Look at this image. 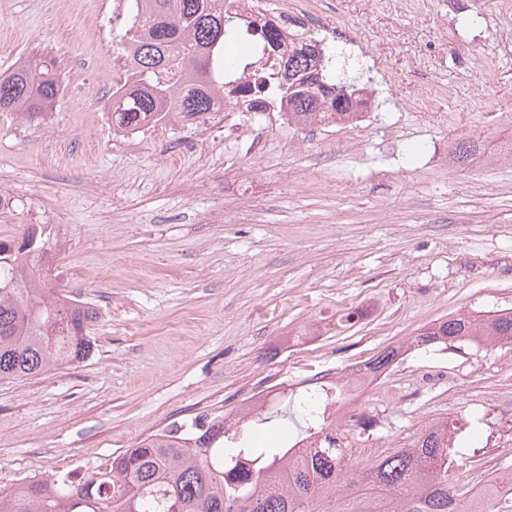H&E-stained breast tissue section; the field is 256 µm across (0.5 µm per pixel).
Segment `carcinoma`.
Wrapping results in <instances>:
<instances>
[{
    "instance_id": "1",
    "label": "carcinoma",
    "mask_w": 512,
    "mask_h": 512,
    "mask_svg": "<svg viewBox=\"0 0 512 512\" xmlns=\"http://www.w3.org/2000/svg\"><path fill=\"white\" fill-rule=\"evenodd\" d=\"M122 49L124 80L112 89L118 131L160 124L172 113L203 116L224 108V85L247 79L256 110L276 108L288 124L346 121L360 89L336 77V50L305 35L256 23L240 0H130ZM289 41L284 63L273 47ZM55 58L43 56L0 77V110L34 120L55 104L60 79ZM480 145L462 140L463 162ZM49 241L29 249L0 239V378H22L73 365L89 354L95 312L64 294L49 293L43 261ZM469 341L512 343V309L493 317L456 316L420 330L413 344ZM397 350L366 362L371 379L385 373ZM349 389L336 385L291 392L304 433L278 448H259L249 423L200 421L172 428L113 456L104 472H61L0 488V512H305V504L336 491L348 472V448L329 407ZM457 420L416 433L410 443L373 462L357 490L340 498L339 512H512L490 479L479 493L448 484Z\"/></svg>"
}]
</instances>
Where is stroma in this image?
<instances>
[{
    "mask_svg": "<svg viewBox=\"0 0 512 512\" xmlns=\"http://www.w3.org/2000/svg\"><path fill=\"white\" fill-rule=\"evenodd\" d=\"M325 16L369 125L296 127L202 160L222 128L114 132L125 0H0V73L56 59L45 119L0 111V237L45 226L54 285L98 312L83 361L0 380V487L106 467L177 421L261 398L254 443L293 439L285 396L400 349L342 413L350 475L431 421L457 419L452 484L512 468V344L408 349L423 326L512 309V9L499 0H300ZM444 112H463L451 126ZM467 162L449 160L460 139ZM365 308L342 326L338 314Z\"/></svg>",
    "mask_w": 512,
    "mask_h": 512,
    "instance_id": "1",
    "label": "stroma"
}]
</instances>
